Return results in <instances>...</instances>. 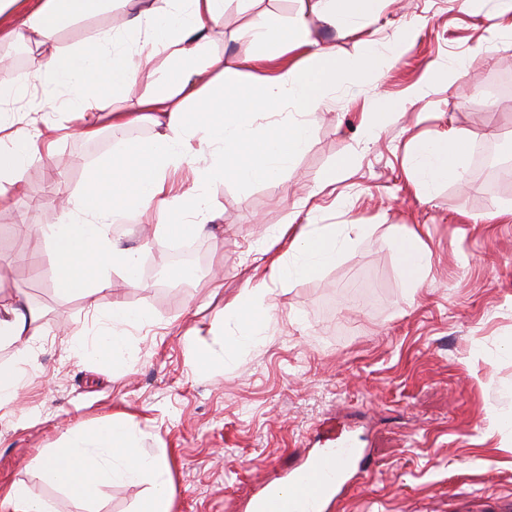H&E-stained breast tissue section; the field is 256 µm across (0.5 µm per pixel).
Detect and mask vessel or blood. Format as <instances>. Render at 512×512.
Returning <instances> with one entry per match:
<instances>
[{
    "label": "vessel or blood",
    "instance_id": "vessel-or-blood-1",
    "mask_svg": "<svg viewBox=\"0 0 512 512\" xmlns=\"http://www.w3.org/2000/svg\"><path fill=\"white\" fill-rule=\"evenodd\" d=\"M317 454L291 470L286 484L268 483L252 496L249 512H329L353 480L368 475L367 453L338 419L319 422Z\"/></svg>",
    "mask_w": 512,
    "mask_h": 512
}]
</instances>
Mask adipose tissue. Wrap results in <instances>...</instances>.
I'll list each match as a JSON object with an SVG mask.
<instances>
[{"label":"adipose tissue","mask_w":512,"mask_h":512,"mask_svg":"<svg viewBox=\"0 0 512 512\" xmlns=\"http://www.w3.org/2000/svg\"><path fill=\"white\" fill-rule=\"evenodd\" d=\"M111 2L0 0V43L22 41L37 49L30 77L0 82L1 105L25 98L31 78H46L67 91V111L90 117L109 113L111 127L118 129L145 116L158 128L154 138L125 145L117 156L90 167L79 201L63 206L56 222L41 229L56 292L91 304L98 294L111 290L113 270H120L131 287L143 285L137 254L112 235L113 224L128 212H151L161 232L171 238L206 234L213 215L203 194L177 198L164 194L165 175L186 159L192 137H199L210 150L211 163L203 172L207 178L229 175L249 185L277 179L291 166L309 143L312 112L348 81L347 68L331 47L314 38L315 23L345 35L376 15L382 0H307V7L284 24L257 14L250 31L264 59L274 61L301 47L305 58L277 76L249 83L225 76L223 105L209 106L196 125L184 105L202 100L204 90L213 85L209 70L223 64L207 52V23L223 13L224 0H163L162 5L139 10L129 19L125 39L98 35L76 47L54 44L53 36L61 26L104 11ZM161 56L176 64L175 75L163 78L154 94L140 99L137 111H112L114 93L131 86L140 65ZM285 105L293 109L287 123L260 124L262 114ZM32 146L20 131L10 144L0 147V205L5 202V186L22 189ZM412 166L426 189L461 180L464 142L455 135L417 141ZM391 239L409 286L422 287L424 273L431 267L430 248L417 232L398 224L391 227ZM270 240L287 241L286 257L254 267L257 284L226 307L234 330L221 354L195 351V370L210 368L218 356L236 357L260 343L270 284L317 278L353 243L347 230L333 224L306 225L293 234L280 228ZM38 319L19 296H0V346L16 351L14 362L0 365V409L16 401L36 368ZM146 320L142 311L114 301L102 312L93 336L70 340V353L78 361L94 359L111 364L114 373H123L133 356L127 330ZM141 440L142 430L134 417H116L69 431L57 446L40 451L34 462L44 482L86 500L115 482H149L151 492L139 512H171L170 465L165 457L142 448Z\"/></svg>","instance_id":"adipose-tissue-1"}]
</instances>
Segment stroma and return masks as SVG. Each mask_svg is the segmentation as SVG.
Returning <instances> with one entry per match:
<instances>
[{"mask_svg":"<svg viewBox=\"0 0 512 512\" xmlns=\"http://www.w3.org/2000/svg\"><path fill=\"white\" fill-rule=\"evenodd\" d=\"M298 0H226L209 27L210 54L226 68L257 54L248 24L263 13L292 18ZM131 10L112 0L107 11L65 24L61 47L96 34L122 35ZM512 12L496 0H383L379 13L347 36L317 25V38L338 58L373 48L380 72L356 73L311 117L307 149L276 181L250 185L204 181L209 153H195L168 179L197 190L214 219L196 238L204 261L196 280L176 277L179 261L157 250L149 216L119 219L114 237L141 249L159 267L144 287L112 276L101 307L122 300L151 323L132 330L136 355L113 378L111 365L78 361L67 341L92 335L84 301L55 293L53 270L38 241L57 215V190L82 191L87 169L125 144L151 138L148 122L123 132L101 128L81 137L80 117L65 94L32 79L27 96L6 106L14 128L54 134L52 152L32 157L21 191L0 210V288L39 312L36 370L17 411L0 410V486L25 485L56 512H138L147 487L118 482L91 501L43 483L34 456L71 429L124 414L135 416L148 451H165L174 480L172 512H244L260 483L286 476L314 450L323 417L345 420L367 448L372 472L330 512H461L512 499V195L484 183L455 182L424 191L409 174L416 140L452 133L468 151L512 137V95L486 105L485 80L512 75ZM395 109L369 130L370 102ZM347 159L335 170L338 159ZM336 182L321 187L328 170ZM285 224H363L366 233L319 277L272 286L273 309L262 342L206 371L191 367L196 349L221 351L229 328L225 307L247 286L256 245ZM406 225L433 252L422 288L411 291L389 227Z\"/></svg>","mask_w":512,"mask_h":512,"instance_id":"1","label":"stroma"}]
</instances>
